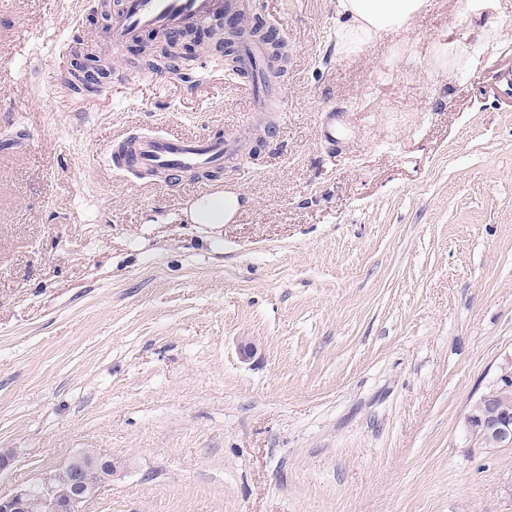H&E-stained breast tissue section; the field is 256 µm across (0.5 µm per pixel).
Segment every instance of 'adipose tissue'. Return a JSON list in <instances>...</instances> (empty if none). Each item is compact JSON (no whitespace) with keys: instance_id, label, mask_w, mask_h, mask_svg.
I'll list each match as a JSON object with an SVG mask.
<instances>
[{"instance_id":"adipose-tissue-1","label":"adipose tissue","mask_w":512,"mask_h":512,"mask_svg":"<svg viewBox=\"0 0 512 512\" xmlns=\"http://www.w3.org/2000/svg\"><path fill=\"white\" fill-rule=\"evenodd\" d=\"M424 6L425 0H339L345 22L336 29V45L353 52L380 34L407 30ZM242 206L237 194L215 195L197 201L188 218L194 224L219 225L232 221Z\"/></svg>"}]
</instances>
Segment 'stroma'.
I'll return each mask as SVG.
<instances>
[{"label": "stroma", "mask_w": 512, "mask_h": 512, "mask_svg": "<svg viewBox=\"0 0 512 512\" xmlns=\"http://www.w3.org/2000/svg\"><path fill=\"white\" fill-rule=\"evenodd\" d=\"M88 2L0 0V495L91 449L89 512H512V447L464 422L512 361V0H427L354 53L337 0H259L288 58L252 123L206 54L160 78L128 47L64 95L40 62L92 55ZM224 130L248 203L216 227L101 155ZM99 61H96L98 63ZM76 70L78 72L77 77L79 79V87L74 86L73 88L79 90L83 88L87 91L93 89L94 86H100L103 84V79L107 76V72L105 68L101 64H95L93 67V73H89L87 67L84 64L77 62Z\"/></svg>", "instance_id": "1"}]
</instances>
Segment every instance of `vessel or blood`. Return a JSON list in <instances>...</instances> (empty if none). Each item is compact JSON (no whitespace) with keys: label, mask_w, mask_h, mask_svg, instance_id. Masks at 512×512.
Returning <instances> with one entry per match:
<instances>
[{"label":"vessel or blood","mask_w":512,"mask_h":512,"mask_svg":"<svg viewBox=\"0 0 512 512\" xmlns=\"http://www.w3.org/2000/svg\"><path fill=\"white\" fill-rule=\"evenodd\" d=\"M256 0H114L106 24L97 38L112 53L139 41L144 35H159L188 29L223 11L249 15ZM245 62L262 59L273 67L276 59L261 40L251 38L239 45ZM242 152L239 135H187L170 137L160 134L132 135L104 147L103 154L118 173H148L163 182L195 181L203 191H210L208 174L224 169Z\"/></svg>","instance_id":"obj_1"}]
</instances>
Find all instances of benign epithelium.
Listing matches in <instances>:
<instances>
[{"label": "benign epithelium", "mask_w": 512, "mask_h": 512, "mask_svg": "<svg viewBox=\"0 0 512 512\" xmlns=\"http://www.w3.org/2000/svg\"><path fill=\"white\" fill-rule=\"evenodd\" d=\"M512 396V361L500 367L493 388L481 398L485 403L491 399ZM468 432L492 448L512 447V415L487 416L469 411L466 416ZM117 469L110 461L100 459L92 451H84L63 467L39 478L37 484L44 487L48 495L42 501L43 512H88V506L103 488L112 482ZM66 479L76 494L67 500L54 496L52 488L60 479ZM29 486H20L12 493L0 496V512H26Z\"/></svg>", "instance_id": "obj_1"}]
</instances>
